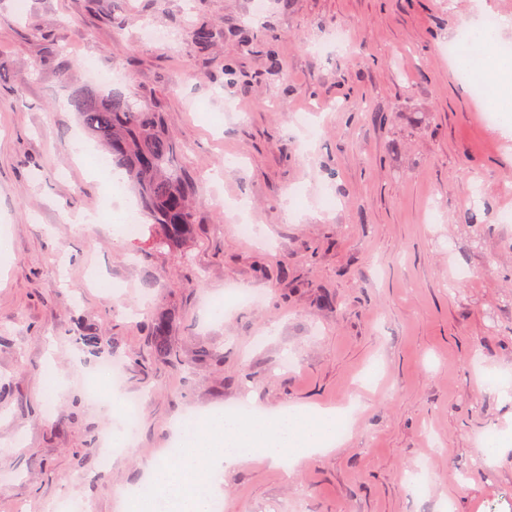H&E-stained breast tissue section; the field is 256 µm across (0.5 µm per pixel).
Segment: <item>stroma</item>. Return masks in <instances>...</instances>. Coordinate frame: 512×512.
<instances>
[{
  "instance_id": "stroma-1",
  "label": "stroma",
  "mask_w": 512,
  "mask_h": 512,
  "mask_svg": "<svg viewBox=\"0 0 512 512\" xmlns=\"http://www.w3.org/2000/svg\"><path fill=\"white\" fill-rule=\"evenodd\" d=\"M254 2L0 0V512H129L117 491L149 482L187 413L242 401L330 411L349 434L233 465L225 512H512V113L489 121L447 51L486 12L512 46V0ZM190 24L213 31L207 51ZM91 64L181 147L201 190L184 252L70 222L136 203L77 160L69 97ZM233 288L257 298L214 316ZM164 309L171 363L148 326ZM85 327L145 395L105 470L89 450L117 418L88 396L102 358L76 343Z\"/></svg>"
}]
</instances>
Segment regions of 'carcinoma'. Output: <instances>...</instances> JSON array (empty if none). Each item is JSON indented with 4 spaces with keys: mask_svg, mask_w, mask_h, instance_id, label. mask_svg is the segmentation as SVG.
<instances>
[{
    "mask_svg": "<svg viewBox=\"0 0 512 512\" xmlns=\"http://www.w3.org/2000/svg\"><path fill=\"white\" fill-rule=\"evenodd\" d=\"M72 103L87 134L112 155L116 167L136 188L141 207L152 221L155 244L178 247L194 224L198 187L177 164L180 145L165 129L160 114L121 93L92 87L79 89ZM170 329L167 315L151 318L154 351L165 360L171 357L167 345ZM77 340L94 354L104 347L102 338L92 330L82 332Z\"/></svg>",
    "mask_w": 512,
    "mask_h": 512,
    "instance_id": "1",
    "label": "carcinoma"
}]
</instances>
